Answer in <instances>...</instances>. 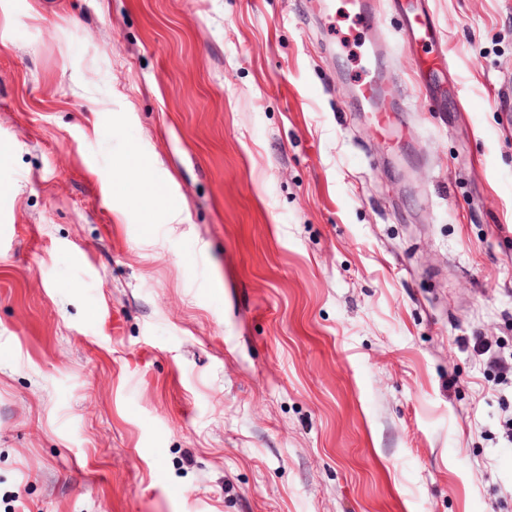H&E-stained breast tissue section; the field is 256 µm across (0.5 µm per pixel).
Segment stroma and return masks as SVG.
<instances>
[{"label": "stroma", "instance_id": "stroma-1", "mask_svg": "<svg viewBox=\"0 0 512 512\" xmlns=\"http://www.w3.org/2000/svg\"><path fill=\"white\" fill-rule=\"evenodd\" d=\"M320 8L0 0V512H512V0ZM400 35L409 41L421 43L427 46L431 54L420 59L418 63V75L422 78H434L448 67V54L441 49L439 32L433 16L423 6L416 12L408 15L400 29ZM378 59L379 57H376V55L367 58L363 65L364 77L358 84L359 91L357 95L365 101H373L384 82L383 65ZM125 168L129 182L136 187V194L139 199L147 201L159 197L157 193H151L147 190L152 183L144 175L135 154L131 153L128 155L125 160Z\"/></svg>", "mask_w": 512, "mask_h": 512}]
</instances>
